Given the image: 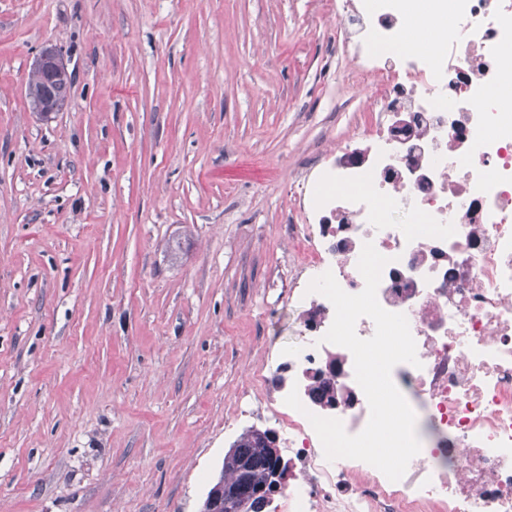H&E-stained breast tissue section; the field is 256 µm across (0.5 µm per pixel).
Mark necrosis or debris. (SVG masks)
<instances>
[{"mask_svg": "<svg viewBox=\"0 0 512 512\" xmlns=\"http://www.w3.org/2000/svg\"><path fill=\"white\" fill-rule=\"evenodd\" d=\"M422 17L436 52L410 46ZM337 48L373 102L365 147L343 143L310 179L298 240L305 281L288 291L303 339L281 352L288 512H512V0H344ZM388 262L377 299L405 314L418 365L392 380L416 414L420 452L390 481L354 459L329 464L308 416L352 435L370 409L351 352L324 342L334 307L308 282L365 281L364 243ZM336 401H314L315 379Z\"/></svg>", "mask_w": 512, "mask_h": 512, "instance_id": "1", "label": "necrosis or debris"}]
</instances>
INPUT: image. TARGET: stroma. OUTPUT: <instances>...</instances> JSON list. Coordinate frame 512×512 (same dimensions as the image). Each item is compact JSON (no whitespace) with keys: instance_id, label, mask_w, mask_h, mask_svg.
Here are the masks:
<instances>
[{"instance_id":"1","label":"stroma","mask_w":512,"mask_h":512,"mask_svg":"<svg viewBox=\"0 0 512 512\" xmlns=\"http://www.w3.org/2000/svg\"><path fill=\"white\" fill-rule=\"evenodd\" d=\"M342 0H0V512H199L301 341L305 171L368 136ZM55 47L59 112L26 98ZM65 70L66 69L61 61L59 52L54 47L43 48L35 57L31 68V72L33 74L39 75H51L55 72H63ZM33 74H29L26 86V96L30 107L36 112L39 109L40 104L43 102L42 94L44 83L41 82L40 78ZM71 85L72 79L66 73L58 77L55 82V92L58 97H61V99L48 92L39 112H44V116H47L51 114V112H57L62 109L64 106L62 99L67 98Z\"/></svg>"}]
</instances>
